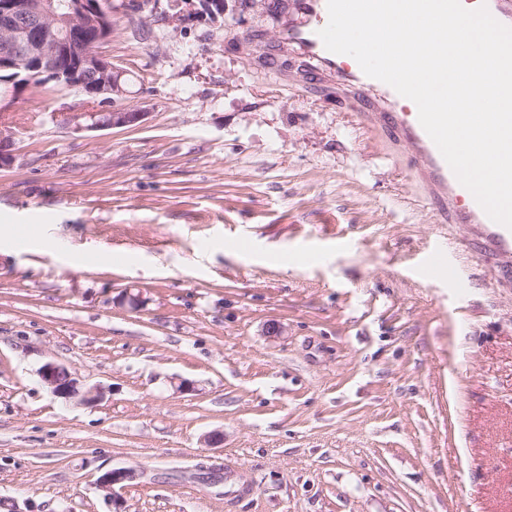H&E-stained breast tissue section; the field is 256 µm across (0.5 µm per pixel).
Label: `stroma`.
Returning a JSON list of instances; mask_svg holds the SVG:
<instances>
[{"instance_id": "1", "label": "stroma", "mask_w": 512, "mask_h": 512, "mask_svg": "<svg viewBox=\"0 0 512 512\" xmlns=\"http://www.w3.org/2000/svg\"><path fill=\"white\" fill-rule=\"evenodd\" d=\"M244 2L112 0L139 125L61 128L57 85L0 113V225L39 227L0 249V512H114L118 468L123 512H512V280L408 147L249 65ZM39 376L56 398L83 404L93 403L101 398L99 389L86 386L67 367L55 361L45 362L39 369ZM133 477V472L129 470H109L103 473L98 478L99 487L107 492L108 498L112 501V505H115V512H121L122 500L120 495L115 489L116 485H119Z\"/></svg>"}]
</instances>
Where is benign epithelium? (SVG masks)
<instances>
[{
  "label": "benign epithelium",
  "instance_id": "7a95c632",
  "mask_svg": "<svg viewBox=\"0 0 512 512\" xmlns=\"http://www.w3.org/2000/svg\"><path fill=\"white\" fill-rule=\"evenodd\" d=\"M112 39V11L101 0H3L0 3V70L12 71L9 87L0 102L17 98L36 76L52 74L61 85L80 94L85 105L112 102L104 112H70L63 118L69 128L108 130L135 126L145 119L144 112L118 108L126 92L125 72L112 64L101 47ZM73 59L74 66L61 70L62 57ZM39 376L50 393L69 402L89 404L101 398V392L88 387L64 365L45 362ZM133 477L129 470H109L98 478L115 512H121L122 500L115 486Z\"/></svg>",
  "mask_w": 512,
  "mask_h": 512
}]
</instances>
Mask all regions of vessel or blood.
<instances>
[{"label": "vessel or blood", "instance_id": "obj_1", "mask_svg": "<svg viewBox=\"0 0 512 512\" xmlns=\"http://www.w3.org/2000/svg\"><path fill=\"white\" fill-rule=\"evenodd\" d=\"M259 17L260 24L240 34L252 48L251 65L303 92L335 87L348 109L369 126L411 146L410 161L428 187L440 223L479 225L485 253L512 254V230L492 221L459 183L421 126L417 110L389 85L367 77L354 58L325 48L318 32L328 23L327 0H278L276 8L262 10ZM271 30L276 38H268Z\"/></svg>", "mask_w": 512, "mask_h": 512}]
</instances>
